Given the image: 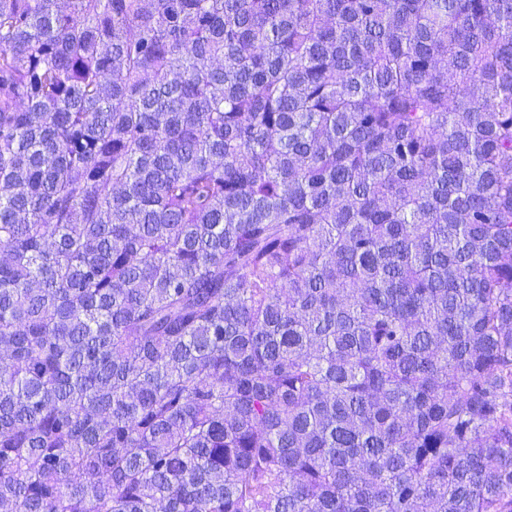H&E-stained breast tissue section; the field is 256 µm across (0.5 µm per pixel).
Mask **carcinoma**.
<instances>
[{"instance_id": "1", "label": "carcinoma", "mask_w": 512, "mask_h": 512, "mask_svg": "<svg viewBox=\"0 0 512 512\" xmlns=\"http://www.w3.org/2000/svg\"><path fill=\"white\" fill-rule=\"evenodd\" d=\"M0 512H512V0H0Z\"/></svg>"}]
</instances>
